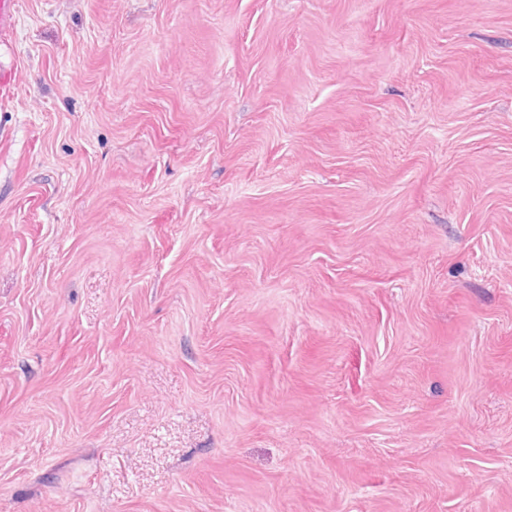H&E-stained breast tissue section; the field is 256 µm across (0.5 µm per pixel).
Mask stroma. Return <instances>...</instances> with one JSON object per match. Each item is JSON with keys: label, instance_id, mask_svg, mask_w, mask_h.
<instances>
[{"label": "stroma", "instance_id": "stroma-1", "mask_svg": "<svg viewBox=\"0 0 512 512\" xmlns=\"http://www.w3.org/2000/svg\"><path fill=\"white\" fill-rule=\"evenodd\" d=\"M0 512H512V0L0 10Z\"/></svg>", "mask_w": 512, "mask_h": 512}]
</instances>
